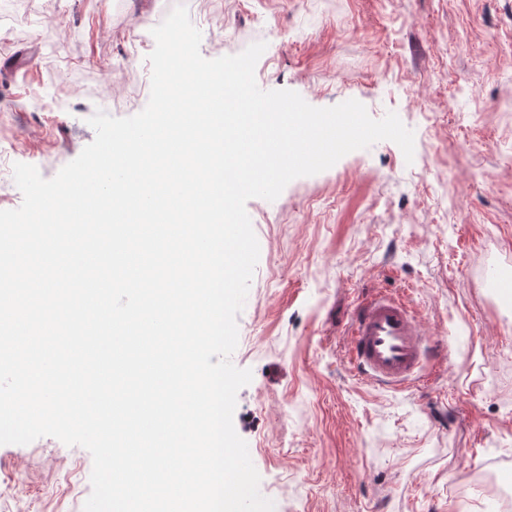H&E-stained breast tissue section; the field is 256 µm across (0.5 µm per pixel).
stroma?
Returning <instances> with one entry per match:
<instances>
[{
    "instance_id": "obj_1",
    "label": "stroma",
    "mask_w": 512,
    "mask_h": 512,
    "mask_svg": "<svg viewBox=\"0 0 512 512\" xmlns=\"http://www.w3.org/2000/svg\"><path fill=\"white\" fill-rule=\"evenodd\" d=\"M215 59L256 42L265 91L361 102L415 135L350 152L246 209L260 247L231 356L251 370L233 423L274 512H495L512 485V0H182ZM173 0H0V210L14 163L50 179L95 137L89 118L149 99L154 21ZM60 33L45 42L44 23ZM373 288L446 337L394 392L348 369ZM92 457L53 437L0 445V512H83Z\"/></svg>"
}]
</instances>
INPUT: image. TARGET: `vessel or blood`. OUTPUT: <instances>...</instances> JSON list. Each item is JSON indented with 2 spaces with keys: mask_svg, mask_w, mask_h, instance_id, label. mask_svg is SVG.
I'll return each mask as SVG.
<instances>
[{
  "mask_svg": "<svg viewBox=\"0 0 512 512\" xmlns=\"http://www.w3.org/2000/svg\"><path fill=\"white\" fill-rule=\"evenodd\" d=\"M351 371L374 387L405 390L420 381L425 362L436 358L406 298L372 291L357 304L348 330Z\"/></svg>",
  "mask_w": 512,
  "mask_h": 512,
  "instance_id": "obj_1",
  "label": "vessel or blood"
}]
</instances>
